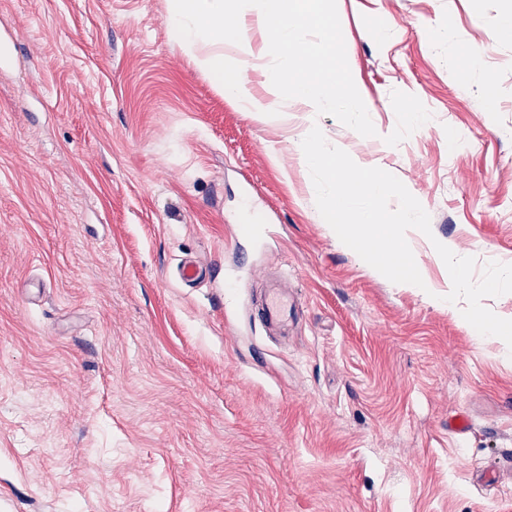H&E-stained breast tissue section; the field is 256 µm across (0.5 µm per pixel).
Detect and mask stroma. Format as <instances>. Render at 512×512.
<instances>
[{
	"mask_svg": "<svg viewBox=\"0 0 512 512\" xmlns=\"http://www.w3.org/2000/svg\"><path fill=\"white\" fill-rule=\"evenodd\" d=\"M337 9L377 134L309 122L429 213L421 289L339 240L288 101L227 100L168 0H0V512H512V353L433 247L512 264V0ZM262 272L287 338L252 320Z\"/></svg>",
	"mask_w": 512,
	"mask_h": 512,
	"instance_id": "obj_1",
	"label": "stroma"
}]
</instances>
